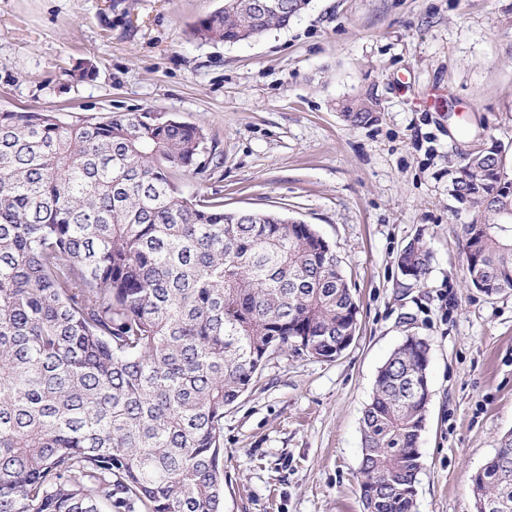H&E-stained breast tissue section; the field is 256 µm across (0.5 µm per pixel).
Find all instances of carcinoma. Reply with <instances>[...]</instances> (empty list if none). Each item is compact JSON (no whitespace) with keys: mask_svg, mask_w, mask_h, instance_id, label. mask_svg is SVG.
<instances>
[{"mask_svg":"<svg viewBox=\"0 0 512 512\" xmlns=\"http://www.w3.org/2000/svg\"><path fill=\"white\" fill-rule=\"evenodd\" d=\"M311 0H223L193 34L237 44ZM378 120L375 87L337 103ZM509 146L448 168L468 284L512 289ZM222 164L203 129L161 112H0V512H222L224 410L269 360H333L357 305L330 244L275 212L224 211L174 176ZM397 261L420 282L430 252ZM429 343L408 336L362 416L365 512H415ZM512 512V432L472 476Z\"/></svg>","mask_w":512,"mask_h":512,"instance_id":"obj_1","label":"carcinoma"}]
</instances>
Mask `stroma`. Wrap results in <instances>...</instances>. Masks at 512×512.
I'll return each instance as SVG.
<instances>
[{
  "label": "stroma",
  "mask_w": 512,
  "mask_h": 512,
  "mask_svg": "<svg viewBox=\"0 0 512 512\" xmlns=\"http://www.w3.org/2000/svg\"><path fill=\"white\" fill-rule=\"evenodd\" d=\"M219 4L0 0V111L177 114L224 158L179 176L186 196L296 218L340 259L355 337L332 361L270 360L225 409L224 512H363L362 412L409 336L431 347L417 512H475L471 477L512 431V289L466 283L448 167L512 143V0H312L288 28L201 43ZM371 86L377 121L348 126L336 101ZM414 241L418 283L397 265ZM430 252L426 249L423 244L418 241L407 245L397 256L398 261L410 269L411 279L415 282H421L425 279L429 271L430 265ZM403 267L400 268L403 274L408 273V270Z\"/></svg>",
  "instance_id": "35a3bbf8"
}]
</instances>
